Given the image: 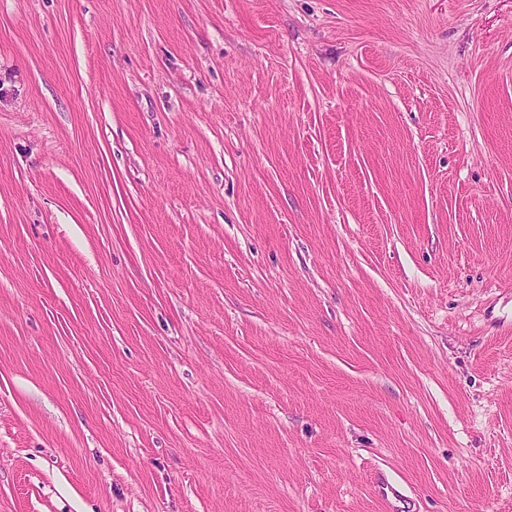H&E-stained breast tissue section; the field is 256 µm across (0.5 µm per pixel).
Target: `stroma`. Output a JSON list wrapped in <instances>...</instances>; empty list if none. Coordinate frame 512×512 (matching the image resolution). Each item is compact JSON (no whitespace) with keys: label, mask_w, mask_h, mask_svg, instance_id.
<instances>
[{"label":"stroma","mask_w":512,"mask_h":512,"mask_svg":"<svg viewBox=\"0 0 512 512\" xmlns=\"http://www.w3.org/2000/svg\"><path fill=\"white\" fill-rule=\"evenodd\" d=\"M512 512V0H0V512Z\"/></svg>","instance_id":"obj_1"}]
</instances>
